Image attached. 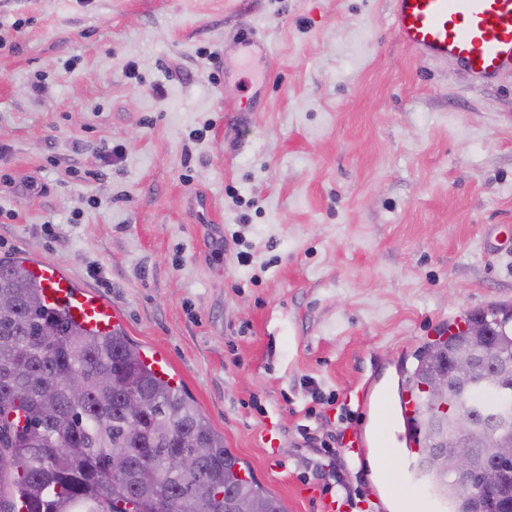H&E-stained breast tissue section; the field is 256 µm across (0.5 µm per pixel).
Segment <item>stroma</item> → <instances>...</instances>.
I'll return each mask as SVG.
<instances>
[{"label":"stroma","instance_id":"35a3bbf8","mask_svg":"<svg viewBox=\"0 0 512 512\" xmlns=\"http://www.w3.org/2000/svg\"><path fill=\"white\" fill-rule=\"evenodd\" d=\"M391 22L392 0H0V259L106 292L288 512H318L329 441L350 488L439 512L399 456L377 481L333 437L374 448L420 347L512 307V70L479 85Z\"/></svg>","mask_w":512,"mask_h":512}]
</instances>
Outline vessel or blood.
Masks as SVG:
<instances>
[{"label": "vessel or blood", "instance_id": "b4317fda", "mask_svg": "<svg viewBox=\"0 0 512 512\" xmlns=\"http://www.w3.org/2000/svg\"><path fill=\"white\" fill-rule=\"evenodd\" d=\"M392 29L413 51L454 58L481 80L512 70V0H393ZM28 270L39 284L47 305L66 306L72 319L90 331H111L121 312L106 296L79 288L55 263L37 258ZM406 424L398 436L408 454L417 444L409 426L415 414L411 395L399 402Z\"/></svg>", "mask_w": 512, "mask_h": 512}]
</instances>
